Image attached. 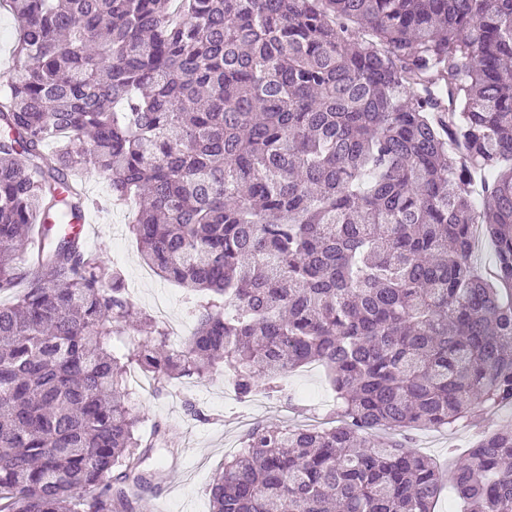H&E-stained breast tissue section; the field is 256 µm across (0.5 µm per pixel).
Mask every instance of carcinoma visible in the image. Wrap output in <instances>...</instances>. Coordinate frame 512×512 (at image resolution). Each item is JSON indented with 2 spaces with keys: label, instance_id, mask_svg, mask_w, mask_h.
Segmentation results:
<instances>
[{
  "label": "carcinoma",
  "instance_id": "cac0c4a2",
  "mask_svg": "<svg viewBox=\"0 0 512 512\" xmlns=\"http://www.w3.org/2000/svg\"><path fill=\"white\" fill-rule=\"evenodd\" d=\"M0 512H133L157 489L131 367L218 365L239 399L311 362L330 428L252 429L212 512H512V429L452 475L379 430L512 405V0H0ZM88 168L156 274L177 347L68 227ZM494 263H478L479 239ZM147 329L117 357L112 336ZM16 37V24L10 11L0 9V86L7 85L13 76L11 50Z\"/></svg>",
  "mask_w": 512,
  "mask_h": 512
}]
</instances>
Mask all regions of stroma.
<instances>
[{"label": "stroma", "mask_w": 512, "mask_h": 512, "mask_svg": "<svg viewBox=\"0 0 512 512\" xmlns=\"http://www.w3.org/2000/svg\"><path fill=\"white\" fill-rule=\"evenodd\" d=\"M136 214L132 206L104 207L93 211L97 224L95 254L123 273L125 287L133 289L134 303L154 312L156 303L167 306L170 321L192 334L194 297L173 282L153 275L145 276L137 245L128 226ZM284 386L297 398L296 406L256 392L248 401H237L223 370L214 371L204 380L184 379L163 387L139 370H131L129 386L143 416L142 432H150L153 423L172 427V447L178 448L180 476L160 493H143L137 512H210L207 488L223 466L225 456L241 447L244 436L257 425L330 426L328 416L335 402L322 367L311 364L289 372ZM194 402L204 413L196 419L188 411ZM512 428V407L488 409L473 407L468 418L443 430H418L413 434L415 450L442 469H453L458 456L483 434Z\"/></svg>", "instance_id": "35a3bbf8"}]
</instances>
